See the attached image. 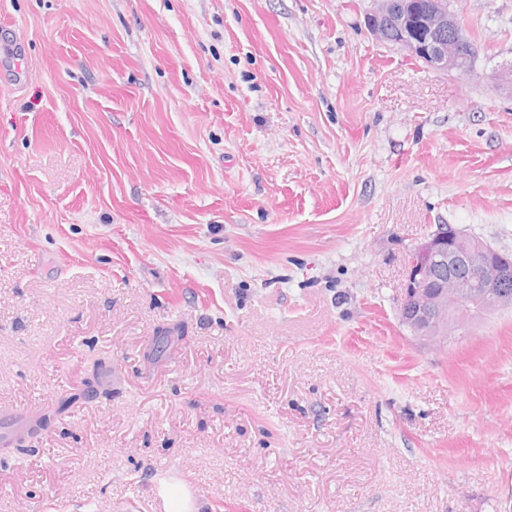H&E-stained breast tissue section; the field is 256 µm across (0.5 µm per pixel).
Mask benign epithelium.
Segmentation results:
<instances>
[{
	"label": "benign epithelium",
	"mask_w": 512,
	"mask_h": 512,
	"mask_svg": "<svg viewBox=\"0 0 512 512\" xmlns=\"http://www.w3.org/2000/svg\"><path fill=\"white\" fill-rule=\"evenodd\" d=\"M371 35L394 43L440 74L469 78L477 46L444 0H372ZM512 309V257L451 224H438L413 250L402 286L400 324L417 340L444 346L472 324Z\"/></svg>",
	"instance_id": "benign-epithelium-1"
}]
</instances>
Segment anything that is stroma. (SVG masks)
I'll return each mask as SVG.
<instances>
[{
  "instance_id": "35a3bbf8",
  "label": "stroma",
  "mask_w": 512,
  "mask_h": 512,
  "mask_svg": "<svg viewBox=\"0 0 512 512\" xmlns=\"http://www.w3.org/2000/svg\"><path fill=\"white\" fill-rule=\"evenodd\" d=\"M449 7L479 78L372 0H0V512H512V309L398 318L435 225L512 255V0ZM413 1L372 0L367 16L371 35L401 46L434 72L470 78L476 72L477 46L458 15L446 1L427 0L419 10L413 9ZM165 512H198L197 506L181 482H172L161 489Z\"/></svg>"
}]
</instances>
